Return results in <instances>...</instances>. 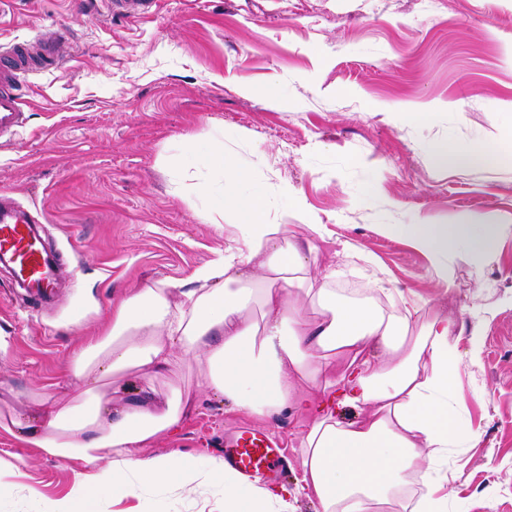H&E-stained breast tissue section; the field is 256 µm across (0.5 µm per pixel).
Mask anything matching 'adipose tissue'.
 <instances>
[{
  "mask_svg": "<svg viewBox=\"0 0 512 512\" xmlns=\"http://www.w3.org/2000/svg\"><path fill=\"white\" fill-rule=\"evenodd\" d=\"M210 163L224 174V191L210 214L233 213L223 255L193 273L192 287L173 303L172 285L135 289L112 305V320L72 350L65 370L79 386L69 403L34 401L26 412L0 409V430L22 447L71 464L69 494L49 512H73L74 501L99 488L116 497L147 485L191 494L224 486V512H295L297 495L318 512H448L445 467L468 441L455 387L458 353L447 317L416 324L418 301L397 316L391 303L337 297L334 267L317 265V218L293 236L267 221L270 200L246 167L223 153ZM506 224L469 216L455 224L417 217L381 230L409 240L431 260L439 284L452 290L449 253L480 257L495 249ZM319 304L311 322L299 297ZM260 299V322L244 316ZM382 350L371 356L370 348ZM192 358L203 362L202 387L224 395L237 411L262 418L299 413L310 422L301 440L296 488H275L242 476L218 457L186 462L178 451L143 450L176 427L196 402L174 392L158 404L151 389L113 396L104 385L134 371L159 372ZM346 368L329 372L336 359ZM356 420H346V410Z\"/></svg>",
  "mask_w": 512,
  "mask_h": 512,
  "instance_id": "adipose-tissue-1",
  "label": "adipose tissue"
}]
</instances>
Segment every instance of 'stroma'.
<instances>
[{
	"mask_svg": "<svg viewBox=\"0 0 512 512\" xmlns=\"http://www.w3.org/2000/svg\"><path fill=\"white\" fill-rule=\"evenodd\" d=\"M55 29L66 33L63 66L30 76L24 123L0 145V189L41 216L70 281L36 311L0 265V400L20 412L35 396L66 400V359L106 323L114 300L188 280L223 252V226L205 222L209 204L197 194L203 182L219 189L208 156L221 151L266 191L268 223L313 215L326 224L319 266L341 265L350 243L393 287L424 300L420 319L447 314L462 415L476 436L448 460L449 510L512 512V236L476 261L449 254L447 294L425 254L379 230L419 214L437 224L512 220V159L447 169L430 159L441 142L470 147L512 133V0H155L139 19L100 15L95 0H0V44ZM399 106L423 114L400 120ZM284 183L307 213L277 203ZM201 375L186 360L134 382L163 403L175 388L198 396ZM199 398L154 453L216 455L230 432L262 424L287 459L279 484L296 487L306 416L263 422L223 397ZM16 456L0 512H44L69 492V466L0 430V457ZM92 508L222 512L223 494L147 487L119 502L97 494Z\"/></svg>",
	"mask_w": 512,
	"mask_h": 512,
	"instance_id": "stroma-1",
	"label": "stroma"
}]
</instances>
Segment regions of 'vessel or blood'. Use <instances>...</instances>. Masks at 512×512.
Masks as SVG:
<instances>
[{"label":"vessel or blood","mask_w":512,"mask_h":512,"mask_svg":"<svg viewBox=\"0 0 512 512\" xmlns=\"http://www.w3.org/2000/svg\"><path fill=\"white\" fill-rule=\"evenodd\" d=\"M152 0H108L110 11L129 17L146 14ZM63 31L13 43L0 50V133L20 123L24 112L22 88L26 78L59 66L57 51ZM8 263L16 280L35 303H52L63 279V265L41 239L40 222L13 198L0 193V264ZM228 468L244 474H273L281 465L275 439L260 428L237 429L222 452Z\"/></svg>","instance_id":"vessel-or-blood-1"}]
</instances>
